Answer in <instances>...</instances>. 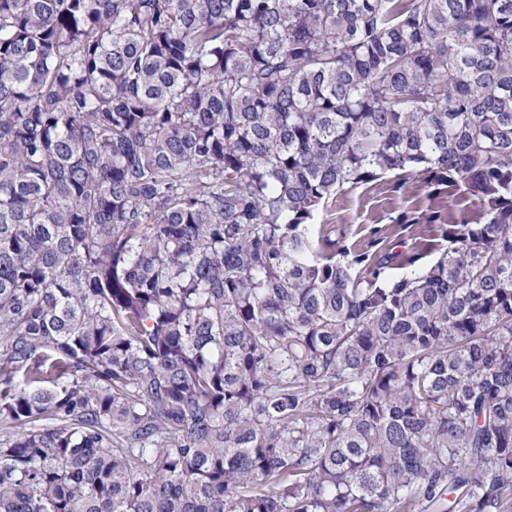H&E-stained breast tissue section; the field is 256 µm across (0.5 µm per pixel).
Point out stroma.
Returning a JSON list of instances; mask_svg holds the SVG:
<instances>
[{"label": "stroma", "mask_w": 512, "mask_h": 512, "mask_svg": "<svg viewBox=\"0 0 512 512\" xmlns=\"http://www.w3.org/2000/svg\"><path fill=\"white\" fill-rule=\"evenodd\" d=\"M394 183V178L387 176L345 191L319 214L318 223L335 225L337 232L343 233L345 245L370 257L390 252L403 258L415 254L424 265L446 248L447 241L433 234L430 225L397 223L399 213L424 215L440 210L449 221L461 223L475 221L482 212L477 194L464 186L435 196L417 179L408 180L400 189Z\"/></svg>", "instance_id": "stroma-1"}]
</instances>
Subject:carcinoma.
<instances>
[{
    "mask_svg": "<svg viewBox=\"0 0 512 512\" xmlns=\"http://www.w3.org/2000/svg\"><path fill=\"white\" fill-rule=\"evenodd\" d=\"M461 184L387 275L315 219ZM504 512L512 0H0V512Z\"/></svg>",
    "mask_w": 512,
    "mask_h": 512,
    "instance_id": "cac0c4a2",
    "label": "carcinoma"
}]
</instances>
